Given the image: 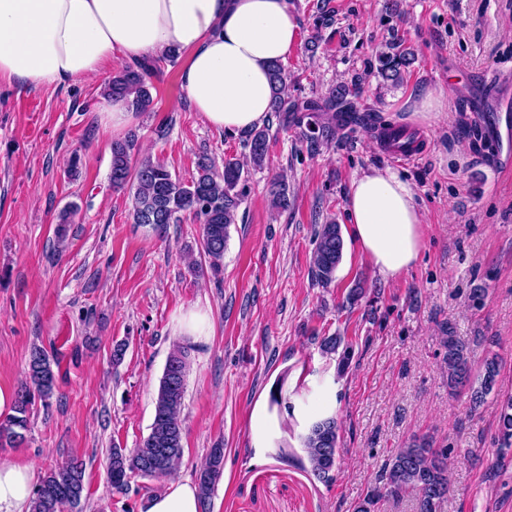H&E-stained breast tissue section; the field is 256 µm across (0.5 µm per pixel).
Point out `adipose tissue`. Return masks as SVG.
Returning a JSON list of instances; mask_svg holds the SVG:
<instances>
[{"label": "adipose tissue", "instance_id": "ef3b65f1", "mask_svg": "<svg viewBox=\"0 0 512 512\" xmlns=\"http://www.w3.org/2000/svg\"><path fill=\"white\" fill-rule=\"evenodd\" d=\"M299 23L288 0H0V76L58 86L99 76L113 53L127 60L188 50L187 99L212 128L240 133L270 111L269 65L287 59ZM350 238L384 280L401 277L424 249L423 216L408 182L391 168L353 178L347 197ZM319 386L317 405L289 410L288 387ZM336 409L330 378L301 372L254 399L249 446L255 461L284 447L289 428L308 430ZM34 471L0 460V512H30ZM147 512H201L196 483L171 481Z\"/></svg>", "mask_w": 512, "mask_h": 512}]
</instances>
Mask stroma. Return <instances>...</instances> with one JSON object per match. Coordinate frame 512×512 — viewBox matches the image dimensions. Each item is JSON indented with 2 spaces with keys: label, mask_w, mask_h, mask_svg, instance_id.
Returning <instances> with one entry per match:
<instances>
[{
  "label": "stroma",
  "mask_w": 512,
  "mask_h": 512,
  "mask_svg": "<svg viewBox=\"0 0 512 512\" xmlns=\"http://www.w3.org/2000/svg\"><path fill=\"white\" fill-rule=\"evenodd\" d=\"M289 2L299 23L296 48L282 63L289 100H321L352 82L359 111L397 126L410 125L424 88L443 90L448 106L420 129L413 162L359 127L313 154L268 116V163L242 178L244 200L216 271L193 273L184 261L199 249L192 214L155 232L134 223L131 191L110 183L112 131L99 109L105 84L126 64L122 55L75 83L24 88L0 79V388L18 391L33 347L59 363L50 405L31 407L25 442H0V458L40 476L77 456L86 465L82 512H146L166 478L136 477L127 492H114L107 457L148 435L159 381L179 344L190 368L176 475L194 477L223 443L210 512H355L387 459L416 435L451 450L445 512H512V451L496 454L499 399L512 395V143L493 132L496 116L512 122V0ZM394 32L415 49L397 86L376 76ZM188 60L184 53L173 64L158 61L151 109L129 126L135 156L164 162L185 182L201 155L220 164L246 152L245 134L210 128L189 105L181 80ZM165 121L169 132L157 137ZM387 166L411 185L423 214L419 261L386 282L348 239L334 281L317 284V226L348 228L351 180ZM280 176L288 205L275 209L270 185ZM72 204L78 212L57 238V217ZM360 278L367 297L344 306ZM479 288L484 298H476ZM193 308L211 313L208 340L175 331L176 317ZM448 322L470 342L475 366L499 356L498 392L479 409L467 393H448L438 341ZM333 334L352 347L342 373L316 343ZM119 344L126 351L116 364ZM287 370L328 375L336 386L333 483L304 468L294 431L264 463L251 460L249 407Z\"/></svg>",
  "instance_id": "1"
}]
</instances>
